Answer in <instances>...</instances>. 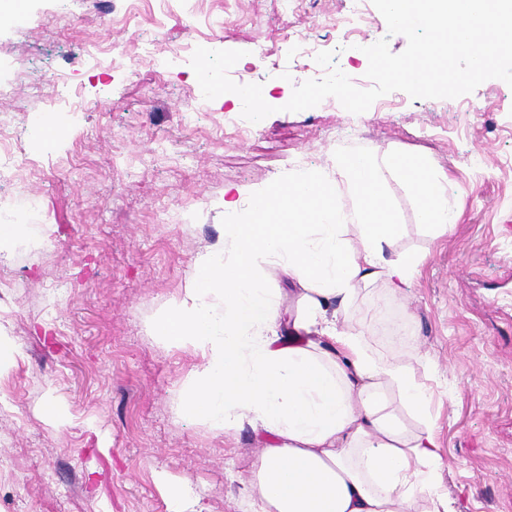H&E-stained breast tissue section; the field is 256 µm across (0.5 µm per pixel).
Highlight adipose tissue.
<instances>
[{"instance_id": "ef3b65f1", "label": "adipose tissue", "mask_w": 512, "mask_h": 512, "mask_svg": "<svg viewBox=\"0 0 512 512\" xmlns=\"http://www.w3.org/2000/svg\"><path fill=\"white\" fill-rule=\"evenodd\" d=\"M387 172L412 191L421 223L442 233L456 224L431 163L409 152L348 153L314 175L229 186L222 248L196 258L183 292L153 318L166 347L201 355L183 417L271 435L246 487L251 512H455L438 490L425 386L405 358H374L349 324L358 284L403 293L420 263L395 248ZM341 188L352 210L337 205ZM270 270L299 285L296 310L265 287Z\"/></svg>"}]
</instances>
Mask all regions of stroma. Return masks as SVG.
<instances>
[{"mask_svg": "<svg viewBox=\"0 0 512 512\" xmlns=\"http://www.w3.org/2000/svg\"><path fill=\"white\" fill-rule=\"evenodd\" d=\"M354 7L304 0L302 26L359 82L367 57L319 25ZM12 9L26 22L0 24V49L25 44L34 73L62 74L90 108L76 118L49 110L65 135L44 147L31 136L35 116L0 97V115L39 165L22 184H0L14 209L38 205L26 241L0 259V325L18 351L0 373V512H172L177 486L197 512H246L260 434L182 417L177 394L201 357L165 348L149 325L196 257L222 242L225 187L318 171L346 152L398 151L432 160L460 219L437 234L419 223L410 190L386 177L396 247L421 263L406 295L360 285L354 324L376 357L420 356L440 490L456 512H512V87L490 79L455 99L402 92L386 111L287 112L293 83L282 71L294 51L281 0H138L127 25L83 22L74 0H12ZM133 27L150 59L121 69L88 61L87 47L124 44ZM187 41L243 51L231 79L266 88L276 113L247 137L226 135L231 104L194 105L193 69L169 60ZM49 395L62 422L42 412Z\"/></svg>", "mask_w": 512, "mask_h": 512, "instance_id": "stroma-1", "label": "stroma"}]
</instances>
